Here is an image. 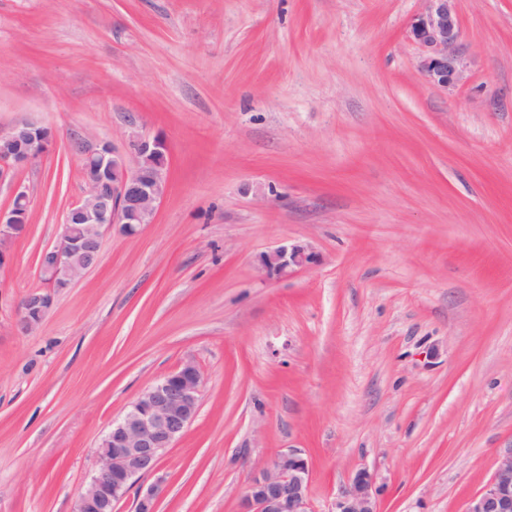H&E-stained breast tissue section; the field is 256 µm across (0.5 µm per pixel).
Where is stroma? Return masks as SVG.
Instances as JSON below:
<instances>
[{
  "mask_svg": "<svg viewBox=\"0 0 512 512\" xmlns=\"http://www.w3.org/2000/svg\"><path fill=\"white\" fill-rule=\"evenodd\" d=\"M423 0H0V134L55 141L0 182L30 221L0 269V512H74L95 449L181 362L200 409L145 485L240 512L296 448L314 512L360 468L379 512H464L512 449V0H457L467 78L407 29ZM163 136L154 223L18 324L84 194L71 134ZM306 245L265 277L260 255ZM315 262V254L307 247L282 245L260 256L258 269L267 276L279 275L289 269ZM52 302L51 293L35 290L30 292L24 299L25 309H34L36 315L33 317H20V325L24 331L36 327L44 318Z\"/></svg>",
  "mask_w": 512,
  "mask_h": 512,
  "instance_id": "35a3bbf8",
  "label": "stroma"
}]
</instances>
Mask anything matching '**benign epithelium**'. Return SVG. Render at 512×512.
<instances>
[{
	"instance_id": "obj_1",
	"label": "benign epithelium",
	"mask_w": 512,
	"mask_h": 512,
	"mask_svg": "<svg viewBox=\"0 0 512 512\" xmlns=\"http://www.w3.org/2000/svg\"><path fill=\"white\" fill-rule=\"evenodd\" d=\"M456 0H425L424 10L410 24V39L419 48L418 70L430 85L447 90L464 79L466 63L461 47L462 31L455 11ZM38 125L22 123L0 135V182L16 167L35 162L53 145V132L38 136ZM70 142L80 145L77 157L100 169L112 170V183L102 191L96 177L86 178L85 196L73 204L63 220L59 243L44 250L39 273L47 287L62 278L73 283L101 261L103 233L119 224L129 236L154 223L157 208L167 191L168 164L149 163V155H167L160 137L133 133L125 150L107 141H92L74 134ZM13 205L0 211V238H9L13 225L27 222L30 198L15 191ZM85 260L73 261V254ZM315 262V254L300 245H282L260 256L258 269L267 276ZM51 293L35 290L24 299L25 309L36 315L20 318L29 331L44 318ZM204 373L188 360L143 390L123 417L101 439L95 451L97 468L76 495L75 512H114V505L142 478L156 472L164 454L182 438L198 415ZM377 475L357 470L339 489L330 512H378ZM310 467L297 449L280 451L258 467L243 498V512H312ZM159 487L139 489L137 512H157ZM466 512H512V450L502 454L486 488L473 497Z\"/></svg>"
}]
</instances>
